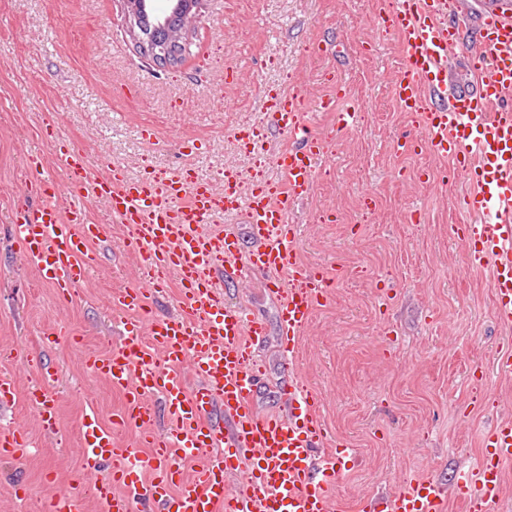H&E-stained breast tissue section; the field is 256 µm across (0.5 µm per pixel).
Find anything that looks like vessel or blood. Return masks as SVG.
I'll list each match as a JSON object with an SVG mask.
<instances>
[{"label":"vessel or blood","mask_w":512,"mask_h":512,"mask_svg":"<svg viewBox=\"0 0 512 512\" xmlns=\"http://www.w3.org/2000/svg\"><path fill=\"white\" fill-rule=\"evenodd\" d=\"M392 33L404 63L393 92L402 111L416 115L422 141L398 143V150L425 144L440 160L469 174L462 209L472 217L463 241L468 265L491 267L495 315L512 327V0H484L472 44L473 84L449 90V58L462 31L448 16V0H390L363 44L372 47ZM268 126L285 140L271 160L281 179L247 184L243 172L225 170L216 190L195 171L143 166L132 177L122 165L103 167L72 140L54 145L65 182L33 176L12 213L15 236L28 263L60 298L72 297L98 264L91 247L105 227L88 221L86 205L104 202L114 223L128 230V248L138 258L141 282L120 290L113 306L124 316L119 345L108 355L89 356L88 369L122 390L126 403L104 423L95 407L79 422L83 470L74 488L51 499L47 512H86L96 497L104 512H131L132 505L155 512H333V489L350 469L349 450L326 453L327 432L319 401L297 376L288 378L286 405L259 412L254 398L264 367L256 348L267 334L264 322L245 308L228 306L227 282L252 272L267 274L278 299L284 361L297 368L296 343L323 302L329 280L303 264L289 216L307 197L326 153L307 120L308 99L299 90L263 92ZM335 113L336 126L353 127L360 108L337 110L335 97L321 99ZM233 137L265 150L260 128L248 124ZM245 212L259 245L243 251L236 234L208 232L219 213ZM177 286L174 313L158 317L152 300ZM195 387H188L187 376ZM52 373L28 391L44 431L57 432L58 399ZM139 430L149 455L124 447L119 430ZM482 453L460 473L455 492L436 477L404 481L384 503L363 499L358 512H447L449 497L469 512H496L503 474L512 466V420L481 436ZM32 442L15 425L0 426V454L20 462ZM204 455L193 474L186 458Z\"/></svg>","instance_id":"obj_1"}]
</instances>
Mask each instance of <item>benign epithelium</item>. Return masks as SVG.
Segmentation results:
<instances>
[{
    "instance_id": "obj_1",
    "label": "benign epithelium",
    "mask_w": 512,
    "mask_h": 512,
    "mask_svg": "<svg viewBox=\"0 0 512 512\" xmlns=\"http://www.w3.org/2000/svg\"><path fill=\"white\" fill-rule=\"evenodd\" d=\"M124 6L128 31L139 53L154 62L171 66L179 62L176 47L184 46L183 35L191 30L197 18L196 0H170L169 8L179 14V20L171 25L164 15H159L157 25L148 28L142 23V15L152 6V0H121Z\"/></svg>"
}]
</instances>
